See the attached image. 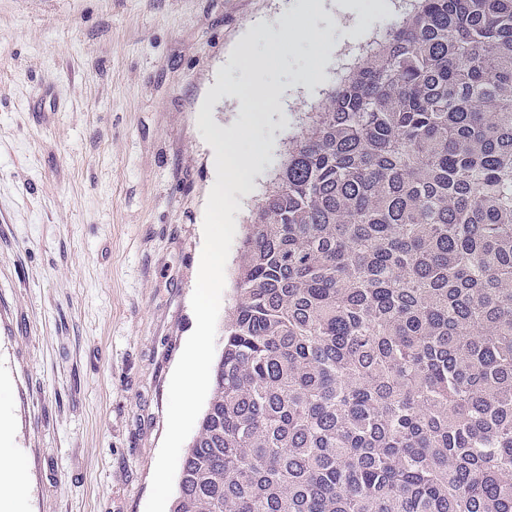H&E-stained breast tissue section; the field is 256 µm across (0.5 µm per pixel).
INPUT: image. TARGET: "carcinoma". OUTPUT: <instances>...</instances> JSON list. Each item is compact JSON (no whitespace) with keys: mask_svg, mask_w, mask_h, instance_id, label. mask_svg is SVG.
<instances>
[{"mask_svg":"<svg viewBox=\"0 0 512 512\" xmlns=\"http://www.w3.org/2000/svg\"><path fill=\"white\" fill-rule=\"evenodd\" d=\"M247 225L171 512H512V0H415Z\"/></svg>","mask_w":512,"mask_h":512,"instance_id":"cac0c4a2","label":"carcinoma"}]
</instances>
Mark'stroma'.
I'll return each mask as SVG.
<instances>
[{"instance_id": "35a3bbf8", "label": "stroma", "mask_w": 512, "mask_h": 512, "mask_svg": "<svg viewBox=\"0 0 512 512\" xmlns=\"http://www.w3.org/2000/svg\"><path fill=\"white\" fill-rule=\"evenodd\" d=\"M285 0H0V446L23 512H145L214 180L197 126L255 156L221 308L252 212L305 114L410 0H309L322 45L289 44L268 79L283 111L243 105L227 50ZM322 74L320 83L310 71ZM228 82L239 95L211 100ZM54 107L33 111L43 92Z\"/></svg>"}]
</instances>
